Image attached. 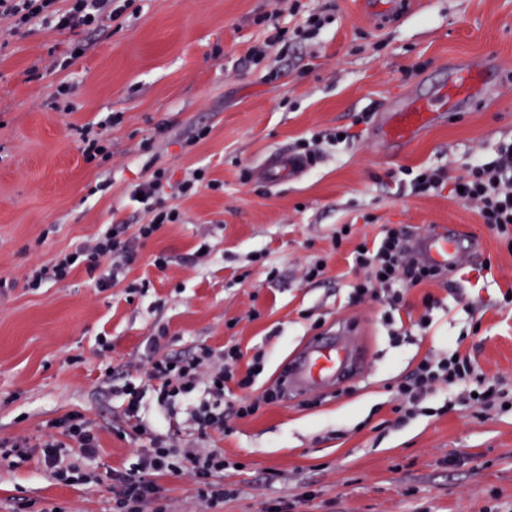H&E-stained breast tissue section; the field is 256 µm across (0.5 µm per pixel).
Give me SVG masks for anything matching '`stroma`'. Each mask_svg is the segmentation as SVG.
Masks as SVG:
<instances>
[{"instance_id": "obj_1", "label": "stroma", "mask_w": 512, "mask_h": 512, "mask_svg": "<svg viewBox=\"0 0 512 512\" xmlns=\"http://www.w3.org/2000/svg\"><path fill=\"white\" fill-rule=\"evenodd\" d=\"M363 0H132L96 32L0 24V439L37 444L49 421L78 411L93 421L95 483L54 480L36 460L0 465V512H112V471H130L141 441L124 432L113 387L140 382L152 336L161 355L238 345L244 363L265 368L254 394L276 387L309 337L351 327L366 353L352 379L261 405L212 432L224 452V500H199L187 475L158 477L163 512H512V244L492 235L448 191L414 193L410 172L460 173L473 157L512 141V0H413L379 24ZM312 35L251 52L274 28L308 15ZM493 59L502 84L399 149H375L387 105L432 89L453 63ZM67 69H50L51 61ZM68 96L57 94L60 85ZM101 127L110 157L86 161L80 131ZM349 129L353 139L332 142ZM324 134L321 154L300 178L271 187L251 170L275 150L290 153ZM150 151H141V143ZM156 168L170 183L205 173L187 197L160 194L181 218L148 240L136 186ZM114 224L134 253L125 280L97 291L85 268L28 287L36 263L70 252ZM446 225L476 235L479 251L446 282L410 289L419 317L424 293L440 299L428 330L400 338L384 306L351 304L360 274L349 254L386 228L416 234ZM348 229L337 241L340 229ZM164 256L165 267L154 266ZM324 263L305 281L306 267ZM145 283L127 294L126 284ZM112 349L100 351L98 338ZM461 343L488 378H503L501 402L481 416L439 390L398 422L391 386L427 353ZM189 400L174 410L146 396L144 420L177 448L199 442Z\"/></svg>"}]
</instances>
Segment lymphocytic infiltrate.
<instances>
[{
    "label": "lymphocytic infiltrate",
    "mask_w": 512,
    "mask_h": 512,
    "mask_svg": "<svg viewBox=\"0 0 512 512\" xmlns=\"http://www.w3.org/2000/svg\"><path fill=\"white\" fill-rule=\"evenodd\" d=\"M58 2L0 0V21H8L15 35L38 25L60 31L94 32L120 15L119 10L113 9L112 0H67L64 8L59 7ZM168 183L165 169L158 168L138 185L137 192L150 216L147 223L137 228L140 239H150L163 225L179 220L177 209L161 206L158 201ZM413 187L420 193L448 188L461 202L473 206L491 231L506 239L512 237V142L500 144L491 160L476 159L466 163L463 174L458 176L440 167L425 169L421 180L414 182ZM122 235L120 227L106 229L92 244L78 246L72 253H63L33 266L26 274L28 287L38 288L49 281L65 280L76 266L82 265L95 274L96 288H111L118 279L112 259L127 251ZM409 239L405 229L397 228L388 230L374 245L357 247L352 263L356 268L369 270L370 275L356 286L353 301L360 302L368 297L380 299L396 310L404 305L405 290L444 281V273L410 255ZM165 338V333L161 332L150 340L144 383L138 386L128 382L118 389L124 399L122 413L129 434L147 441L148 446L141 450L133 473H113V512H133L136 507L154 503L158 493L156 478L166 473L189 475L202 500L214 504L222 497L217 489V480L224 472L221 450L211 448L182 453L166 436L153 432L140 413L147 393H154L158 404L169 409L177 399L191 398L197 387H204L205 398L190 412L202 439L210 437L212 431L227 430L231 419L252 415L260 404L277 398L275 392L267 391L258 399L225 405L224 385L234 382L239 388H250L261 372L260 364H253L240 379L233 368L241 358L239 349L225 350L220 364L215 365L211 362V351L206 348L189 358L160 355ZM442 386L471 393L473 405L484 408L490 406L494 395L491 384L482 377L471 356L452 346L444 356L425 355L410 374L393 387L396 413L413 416L416 401ZM38 448V453L34 454L28 451L26 441L1 439L0 461L12 457L35 458L52 477L66 480L95 457L99 448L98 431L85 415L70 412L51 422L50 431Z\"/></svg>",
    "instance_id": "1"
}]
</instances>
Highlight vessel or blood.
<instances>
[{
    "instance_id": "1",
    "label": "vessel or blood",
    "mask_w": 512,
    "mask_h": 512,
    "mask_svg": "<svg viewBox=\"0 0 512 512\" xmlns=\"http://www.w3.org/2000/svg\"><path fill=\"white\" fill-rule=\"evenodd\" d=\"M410 4L411 0H365L369 12L386 20L397 17ZM488 90L478 64L462 66L453 73L447 88L441 89L437 97L411 92L391 105L377 130L375 141L386 147L408 145L424 128L438 123L444 113L459 109L463 104L477 103ZM309 167V162L303 158L275 151L254 166L253 171L256 179L276 186L283 180L300 178ZM412 246L426 261L451 273L457 272L466 261L457 235L444 227L415 237ZM358 370L359 363L343 337L318 335L312 337L292 362L284 384L291 390L337 384Z\"/></svg>"
}]
</instances>
